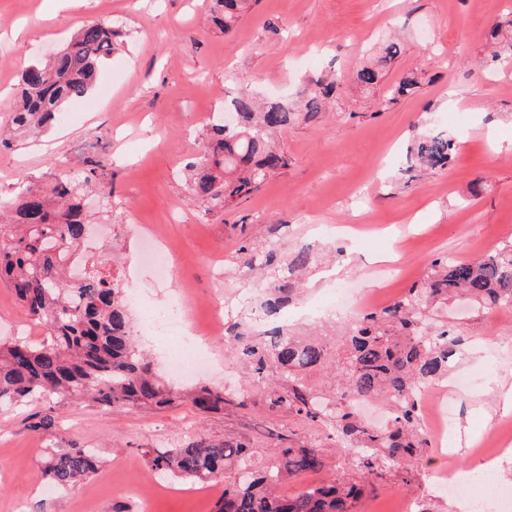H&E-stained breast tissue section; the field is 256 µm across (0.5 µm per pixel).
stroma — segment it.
I'll return each instance as SVG.
<instances>
[{"label":"stroma","mask_w":512,"mask_h":512,"mask_svg":"<svg viewBox=\"0 0 512 512\" xmlns=\"http://www.w3.org/2000/svg\"><path fill=\"white\" fill-rule=\"evenodd\" d=\"M210 0H0V124L7 123L18 75L47 62L83 21H106L123 31L110 63L77 106L79 118L0 149V202L21 180L50 184L58 158L74 154L77 170L101 161L112 196L88 195L90 223L100 225L91 261L160 305L181 283L200 309L221 301L215 257L229 282L248 279L252 303L225 305L230 323L256 325L265 295L268 251L285 260L313 238L317 225L353 226L361 243L342 252L326 241L338 282L377 288L367 268L397 263L404 292L440 257L469 262L512 240V64L486 66L485 36L512 10V0H257L230 33L208 24ZM396 40L402 52L378 83L364 87L355 72ZM337 71L344 81L318 122L297 123L272 141L289 166L246 198L205 213L188 187L187 166L202 156V132L224 109V95L245 87L259 97L296 99L316 78ZM419 86L393 98L408 72ZM462 113L449 123V113ZM454 135L458 150L447 168L420 174L407 168L417 136ZM152 232L174 251L176 273L159 281L141 263L138 239ZM250 255H242L241 245ZM448 322L468 342L455 370L480 373L484 383L457 395L454 436L458 466L478 467L474 441L512 418V309L448 303ZM36 341L45 330L0 283V341L17 334ZM211 365L198 378L171 380L179 392L224 389L222 410L198 414L185 402L160 411L69 400H33L0 407V512H216L224 483L195 491L193 483L158 475L139 451L169 450L193 441L243 444L261 469L279 449L320 448L328 474L354 472L330 422L312 421L272 406L251 373L216 336L204 348ZM53 413L50 431L37 429ZM93 449L95 474L56 487L46 472L51 455ZM442 464L434 448L367 488L356 512H392L393 500L421 501L428 512H458L456 500L435 489Z\"/></svg>","instance_id":"1"}]
</instances>
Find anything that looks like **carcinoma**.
Returning a JSON list of instances; mask_svg holds the SVG:
<instances>
[{
  "instance_id": "obj_1",
  "label": "carcinoma",
  "mask_w": 512,
  "mask_h": 512,
  "mask_svg": "<svg viewBox=\"0 0 512 512\" xmlns=\"http://www.w3.org/2000/svg\"><path fill=\"white\" fill-rule=\"evenodd\" d=\"M252 0H213L210 21L229 32ZM119 31L105 22L82 25L69 43L45 64L21 71L18 103L11 128L0 131V147L11 148L19 136L57 125L61 116L89 94L100 67L116 51ZM377 65L355 74L365 87L377 84ZM337 81H315V89L296 103L261 104L248 92L227 98L224 108L236 116L233 126L213 122L206 129V153L190 170L194 199L205 211L223 210L236 199L258 190L271 175L288 166L287 156L269 135L299 120L312 122L326 110ZM453 139L437 133L417 138L410 156L425 170L448 167L455 152ZM101 162L92 161L83 181L62 173L52 184H25L16 201L0 205V280L7 283L33 320L45 329L44 340L19 339L0 345V404L58 396L91 397L106 406L168 408L186 398L202 413L224 407V391L201 387L181 396L153 369L136 348L119 280L96 267L76 280L67 266L88 230L82 191L94 186L112 196V181L99 176ZM313 253L300 247L290 257L288 275L270 277L263 303L269 317L281 314L300 289L302 273ZM464 295L488 309L512 303V242L473 262L435 260L422 281L412 284L402 299L370 313L348 328L342 347L331 351L318 336H290L281 325L251 339L232 331L225 345L258 377L276 374L288 382L275 406L312 421L328 420L340 440L360 449L355 480L328 478L284 495L280 485L326 468L319 448H281L275 463L261 471L247 468L249 448L193 442L160 452L141 448L153 472L185 481H220L237 469L232 484H224L217 512H355L365 486L383 472L400 467L426 445L419 432L416 394L429 383L448 377L456 347L464 337L435 323L438 309L455 295ZM324 370L340 389L339 404L320 400L305 382L306 374ZM380 399L392 409V425L376 430L360 420L356 402ZM96 455L88 448H70L51 456L47 471L59 486L77 484L95 473Z\"/></svg>"
}]
</instances>
